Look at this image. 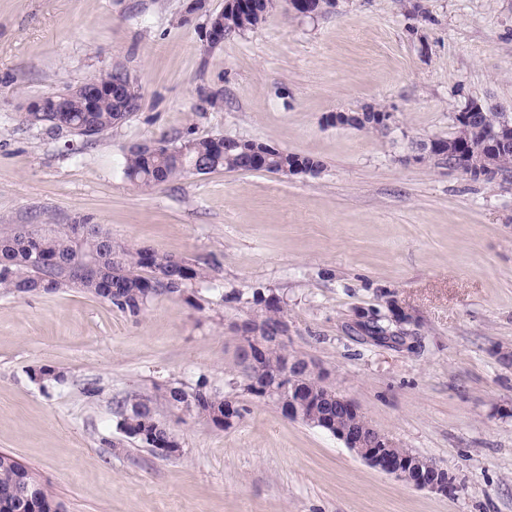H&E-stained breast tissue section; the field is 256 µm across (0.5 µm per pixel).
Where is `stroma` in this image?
Instances as JSON below:
<instances>
[{
    "label": "stroma",
    "instance_id": "obj_1",
    "mask_svg": "<svg viewBox=\"0 0 512 512\" xmlns=\"http://www.w3.org/2000/svg\"><path fill=\"white\" fill-rule=\"evenodd\" d=\"M225 0H0V225L98 224L115 241L208 268V281L131 317L77 289L0 295V453L66 512H512V176L471 181L413 160L471 98L512 113V0H335L274 10L209 47ZM120 67L139 110L85 140L24 120L27 105ZM379 104L390 134L327 125ZM254 140L318 175L216 170L144 192L123 175L140 144ZM288 314L314 360L378 431L447 469L419 490L331 434L242 390L236 321L256 296ZM409 314L399 343L360 314ZM65 381L43 387L32 369ZM237 397L227 430L156 402L198 383ZM155 402L182 453L125 439L119 406Z\"/></svg>",
    "mask_w": 512,
    "mask_h": 512
}]
</instances>
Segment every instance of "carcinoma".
<instances>
[{"instance_id": "carcinoma-1", "label": "carcinoma", "mask_w": 512, "mask_h": 512, "mask_svg": "<svg viewBox=\"0 0 512 512\" xmlns=\"http://www.w3.org/2000/svg\"><path fill=\"white\" fill-rule=\"evenodd\" d=\"M251 2L252 9L247 15L224 12V30L242 33L266 21L269 0ZM474 104L471 99L462 108L469 113L468 121L453 117L455 132L441 140L442 146L452 153L463 139L472 150H484L498 169L512 170V114L488 105L474 112ZM92 105L93 111H86L83 86L67 87L32 101L24 119L51 133L65 132L89 139L127 120L139 109L140 95H100ZM384 112L380 105L370 106V111L361 113L363 119L353 128L375 135L387 134L386 127L377 120ZM256 153L266 155L262 168L251 163V155ZM193 163L204 174L217 169L279 173L294 165L316 173L322 169V163L311 156L277 153L263 143L221 136L187 138L175 147L164 141L158 142L155 149L149 145L133 146L125 156L123 174L135 187L148 190L191 174ZM207 279L205 268L150 247L134 248L115 242L97 224H57L49 228L17 224L0 229V292L15 297L54 294L64 287H75L137 317L155 298L180 294L186 285ZM285 318L283 308L267 307L256 312L251 323L262 327ZM287 357L285 348L273 345L266 349L264 363L269 369H278ZM38 374L45 387L64 381L63 374L54 369L35 368L31 377ZM159 398L172 413L193 415L212 425L214 414L224 413V396L203 384L192 391L170 384L160 389ZM151 410L147 400L126 401L120 412L119 430L144 446L149 445V440L141 436L143 432L154 442L162 440L168 430L165 424L159 420L150 426L144 424ZM32 502L41 504L40 512H64L63 504L47 484L13 456L0 453V512H31Z\"/></svg>"}]
</instances>
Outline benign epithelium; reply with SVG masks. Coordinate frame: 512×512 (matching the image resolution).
<instances>
[{"label": "benign epithelium", "mask_w": 512, "mask_h": 512, "mask_svg": "<svg viewBox=\"0 0 512 512\" xmlns=\"http://www.w3.org/2000/svg\"><path fill=\"white\" fill-rule=\"evenodd\" d=\"M282 4L299 14H310L325 6L324 0H282ZM441 156L449 169L472 177L473 169L467 166V158L459 155L450 160L446 151ZM246 323L245 319L236 323L238 347L246 365L240 383L244 392L271 402L289 420L330 433L380 473L401 482L407 480L419 490L443 495L453 491L452 478L439 464H432L431 472L423 473L419 456L397 451L399 443L371 425L359 426V420L365 419L361 409L341 390L327 383L326 373L312 361L289 358L278 371L263 369L261 360L267 342L288 345V324L281 323L261 336L244 331Z\"/></svg>", "instance_id": "obj_1"}]
</instances>
